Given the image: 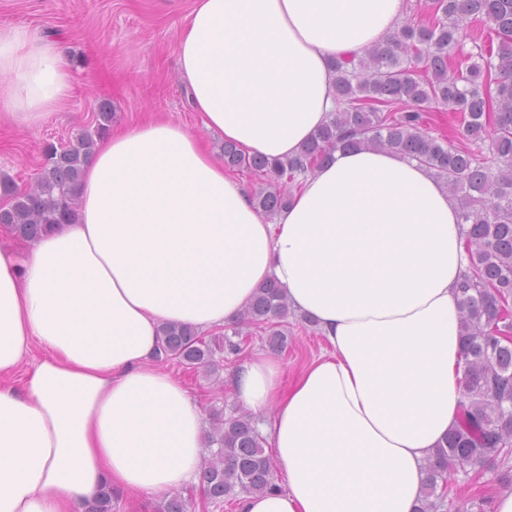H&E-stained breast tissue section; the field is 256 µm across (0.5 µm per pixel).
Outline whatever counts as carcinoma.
I'll return each mask as SVG.
<instances>
[{
	"mask_svg": "<svg viewBox=\"0 0 512 512\" xmlns=\"http://www.w3.org/2000/svg\"><path fill=\"white\" fill-rule=\"evenodd\" d=\"M430 26L402 27L366 57L334 65L342 108L285 161L246 155L223 146L224 165L246 168L262 181L255 202L272 215L288 204V193L330 148L373 146L414 159L443 179L468 225L469 267L458 287L462 314L464 376L458 423L446 445L426 466L418 512H437L452 470H479L512 457V0H432ZM493 33L477 42L469 24ZM472 49H467V44ZM434 103L460 116L468 140L491 138L489 155L478 157L451 138L442 141L420 128L416 107ZM401 105L408 111L396 114ZM112 113L103 105L96 123L58 148L48 145L34 186L20 188L0 179V226L13 237L32 240L75 221L84 166L109 131ZM288 315V304L270 279L238 317L242 325H268ZM158 358L187 368L214 363L216 353L240 344L210 340L192 326L165 324ZM210 454L201 472L209 500L274 490L272 459L263 437L246 415L209 413ZM108 485L86 504L87 512H112Z\"/></svg>",
	"mask_w": 512,
	"mask_h": 512,
	"instance_id": "1",
	"label": "carcinoma"
}]
</instances>
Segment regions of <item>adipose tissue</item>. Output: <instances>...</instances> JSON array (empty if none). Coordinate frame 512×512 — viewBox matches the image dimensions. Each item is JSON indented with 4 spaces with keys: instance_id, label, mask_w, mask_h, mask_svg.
I'll return each mask as SVG.
<instances>
[{
    "instance_id": "adipose-tissue-1",
    "label": "adipose tissue",
    "mask_w": 512,
    "mask_h": 512,
    "mask_svg": "<svg viewBox=\"0 0 512 512\" xmlns=\"http://www.w3.org/2000/svg\"><path fill=\"white\" fill-rule=\"evenodd\" d=\"M404 8L193 0L176 46L191 107L244 152L294 156L337 109L334 62L383 43ZM71 88L55 40L0 29V121L39 127ZM468 266L458 202L404 155L336 148L269 222L182 126L112 130L75 222L0 247V512H74L106 483L148 500L196 485L204 415L156 363L160 327L229 324L271 279L331 352L290 379L257 352L229 376L270 412L283 482L237 512H417L463 400Z\"/></svg>"
}]
</instances>
